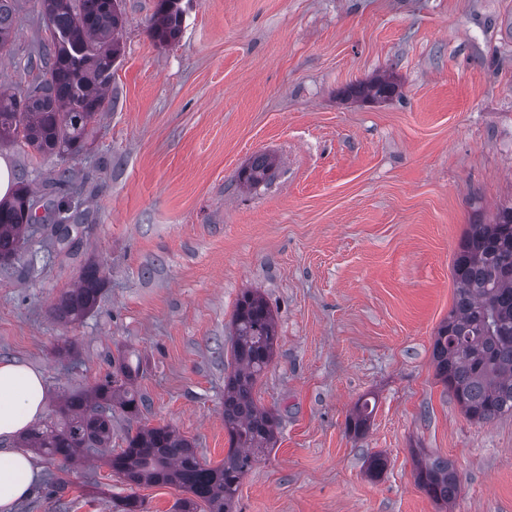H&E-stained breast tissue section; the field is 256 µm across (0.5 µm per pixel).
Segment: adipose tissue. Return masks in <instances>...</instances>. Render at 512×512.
Returning a JSON list of instances; mask_svg holds the SVG:
<instances>
[{
    "label": "adipose tissue",
    "instance_id": "1",
    "mask_svg": "<svg viewBox=\"0 0 512 512\" xmlns=\"http://www.w3.org/2000/svg\"><path fill=\"white\" fill-rule=\"evenodd\" d=\"M46 406L41 371L15 360H0V512H12L29 499L42 480L30 456L9 448L8 440L25 434Z\"/></svg>",
    "mask_w": 512,
    "mask_h": 512
}]
</instances>
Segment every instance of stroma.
Wrapping results in <instances>:
<instances>
[{
  "instance_id": "obj_1",
  "label": "stroma",
  "mask_w": 512,
  "mask_h": 512,
  "mask_svg": "<svg viewBox=\"0 0 512 512\" xmlns=\"http://www.w3.org/2000/svg\"><path fill=\"white\" fill-rule=\"evenodd\" d=\"M155 4L123 0L109 103L80 155L0 146L38 225L0 267V359L42 372L43 426L118 354L146 400L138 419L113 414L111 453L37 457L65 488L38 486L17 512H119L131 494L171 512L181 491L127 483L111 454L142 423L223 461L232 320L251 288L276 314L255 399L280 427L241 480L240 512H439L415 484L418 450L453 462L451 512H512V415L469 421L432 360L468 224L512 202V0H191L166 46L150 34ZM13 9L0 85L20 93L48 77L51 30L40 0ZM378 74L399 98L344 97ZM264 152L277 171L243 188ZM65 169L75 219L60 238L47 185ZM90 258L100 301L63 323L51 307ZM364 395L377 407L358 438L346 418Z\"/></svg>"
}]
</instances>
